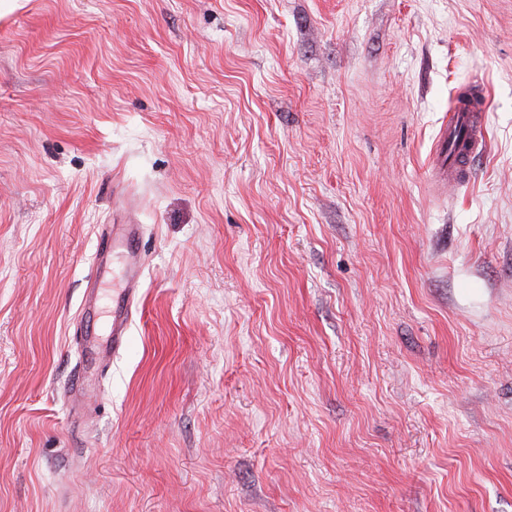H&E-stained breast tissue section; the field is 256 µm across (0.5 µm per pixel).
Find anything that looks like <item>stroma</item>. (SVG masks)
Returning <instances> with one entry per match:
<instances>
[{
	"instance_id": "obj_1",
	"label": "stroma",
	"mask_w": 512,
	"mask_h": 512,
	"mask_svg": "<svg viewBox=\"0 0 512 512\" xmlns=\"http://www.w3.org/2000/svg\"><path fill=\"white\" fill-rule=\"evenodd\" d=\"M0 512H512V0H0ZM448 126L442 133L444 148L448 144V171L451 173L467 166L478 152L482 150L484 130L481 124V113L465 111L458 97L449 111ZM465 129V137L462 139L469 144L466 154L459 156L457 151L458 131ZM112 252L121 253L124 275L121 284L112 290V327L105 344L96 336L81 337L85 355L82 371L72 387L73 394H89L98 384L104 369L126 343L131 308L136 302L141 285V231L138 224H112Z\"/></svg>"
}]
</instances>
